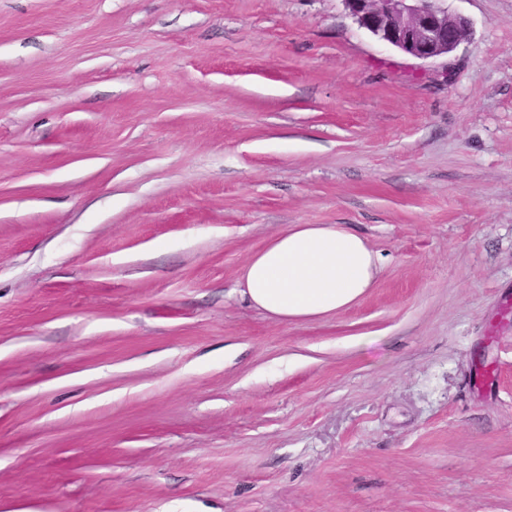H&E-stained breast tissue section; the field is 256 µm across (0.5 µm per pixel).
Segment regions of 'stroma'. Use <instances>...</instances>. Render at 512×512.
I'll use <instances>...</instances> for the list:
<instances>
[{"instance_id": "1", "label": "stroma", "mask_w": 512, "mask_h": 512, "mask_svg": "<svg viewBox=\"0 0 512 512\" xmlns=\"http://www.w3.org/2000/svg\"><path fill=\"white\" fill-rule=\"evenodd\" d=\"M0 0V512H512V0ZM292 224L375 288L240 293ZM355 23L377 40L422 62L448 57L465 42L470 20L446 0H342ZM382 258L343 224H292L254 254L241 271V293L269 315L305 321L365 297Z\"/></svg>"}]
</instances>
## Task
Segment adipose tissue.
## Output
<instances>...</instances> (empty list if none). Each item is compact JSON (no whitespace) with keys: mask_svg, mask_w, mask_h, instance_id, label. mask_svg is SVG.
<instances>
[{"mask_svg":"<svg viewBox=\"0 0 512 512\" xmlns=\"http://www.w3.org/2000/svg\"><path fill=\"white\" fill-rule=\"evenodd\" d=\"M381 269L380 254L349 227L294 224L245 264L241 293L273 317L305 321L360 301Z\"/></svg>","mask_w":512,"mask_h":512,"instance_id":"obj_1","label":"adipose tissue"}]
</instances>
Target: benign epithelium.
Listing matches in <instances>:
<instances>
[{
	"label": "benign epithelium",
	"instance_id": "7a95c632",
	"mask_svg": "<svg viewBox=\"0 0 512 512\" xmlns=\"http://www.w3.org/2000/svg\"><path fill=\"white\" fill-rule=\"evenodd\" d=\"M355 23L377 40L422 62L445 58L465 42L470 20L446 0H342Z\"/></svg>",
	"mask_w": 512,
	"mask_h": 512
}]
</instances>
